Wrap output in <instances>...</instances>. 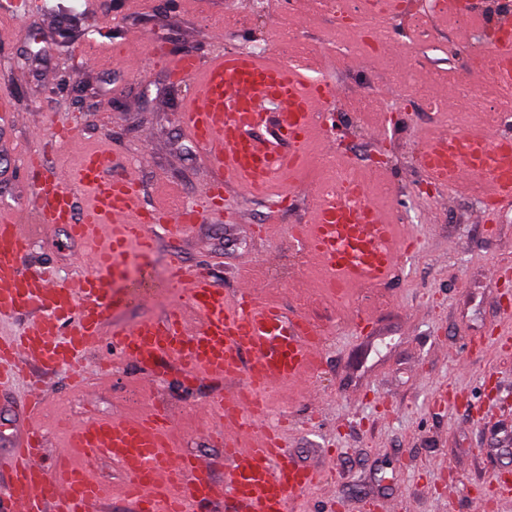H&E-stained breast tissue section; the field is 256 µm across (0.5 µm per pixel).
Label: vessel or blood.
<instances>
[{
    "instance_id": "1",
    "label": "vessel or blood",
    "mask_w": 512,
    "mask_h": 512,
    "mask_svg": "<svg viewBox=\"0 0 512 512\" xmlns=\"http://www.w3.org/2000/svg\"><path fill=\"white\" fill-rule=\"evenodd\" d=\"M493 52L494 80L511 90V29ZM172 69L192 80L180 121L225 181L253 196L275 184L283 193H300L294 172L309 159L312 118L330 99L329 89L276 60L240 51L204 65L185 54ZM420 164L424 176L443 187L484 177L496 206L512 203L511 138L471 131L433 136ZM75 178L93 191L84 211L76 210L56 176L34 181L24 211L0 208V321L25 319L19 330L0 336V393L30 366L46 374L72 365L77 381H85L77 362L107 333L114 348L147 372L177 360L184 365L183 383L203 376L234 381L232 391L200 407L224 427V479H212L205 460L174 449L176 417L159 411L75 421L64 450L43 465L44 433L34 420L46 400L39 380L19 401L17 429L0 444V479L6 482L0 512H103L111 491L93 474L102 458L118 466L122 494L134 512H218L225 503L231 512H288L289 501L312 486L317 473L289 460L281 434L256 402L315 368L320 330L304 313L258 300L247 282L230 295L205 272L176 262L164 286L182 298L181 306L130 328L106 329L108 312L154 296L129 278L132 266H146L152 256L154 229L182 235L201 213L180 203L141 206L135 179L103 151L86 154ZM27 216L60 225L84 245L79 274L56 280L26 269L31 237L21 222ZM292 238L348 288L384 283L410 244L372 206L325 197L318 198L312 223Z\"/></svg>"
}]
</instances>
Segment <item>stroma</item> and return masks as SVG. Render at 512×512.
Returning a JSON list of instances; mask_svg holds the SVG:
<instances>
[{
    "mask_svg": "<svg viewBox=\"0 0 512 512\" xmlns=\"http://www.w3.org/2000/svg\"><path fill=\"white\" fill-rule=\"evenodd\" d=\"M405 12L385 16L383 50L347 55L353 40L345 22L321 12L317 0H21L22 14L0 13V91L17 111L41 125L0 134V149L15 162L0 177V204L25 208L31 196L29 154L44 156L45 171L65 178L78 207L92 192L74 174L88 152L106 151L138 181L143 206L182 200L202 204L207 188L224 179L179 122L190 84L175 81L171 60L191 53L208 61L225 51L275 47L282 32L317 45L318 60L302 72L339 90L324 107L322 129L309 141L311 162L298 183L315 186L350 172L367 188L385 183L388 198L372 203L415 246L378 287L347 289L344 304L329 301L325 273L290 237L295 224L312 221L311 197L279 204V192L253 198L236 186L223 189L224 211L202 214L178 240L158 235L148 274L160 293L152 303H129L109 313L110 326L133 327L163 316L178 298L162 291L171 260L207 267L227 292L245 273L256 294L306 313L322 331L323 365L307 386L285 384L265 397L269 422L288 418L289 456L320 470L319 483L288 504V512H512V209L493 222L474 220L482 201L442 191L419 168L426 137L475 124L459 99L431 109L399 87L397 69L415 66L426 88L478 83L470 59L493 41L498 15L466 30L435 20L432 46L419 47L408 27L421 0H403ZM97 64H88L87 52ZM368 94L383 103V120L365 126L349 112L350 98ZM71 133V142L61 133ZM83 248L61 228L42 225L33 263L57 278L83 266ZM501 266L494 276L490 267ZM369 333L354 328L358 316ZM107 378L72 390L68 371L48 383L39 424L50 448L66 431L59 410L107 419L141 415L162 405L177 415L174 448L207 460L214 479L224 475V433L207 426L197 408L233 389L230 381L204 380L196 388L177 381L178 367L151 377L105 347ZM459 392V402L435 407L438 389Z\"/></svg>",
    "mask_w": 512,
    "mask_h": 512,
    "instance_id": "35a3bbf8",
    "label": "stroma"
}]
</instances>
